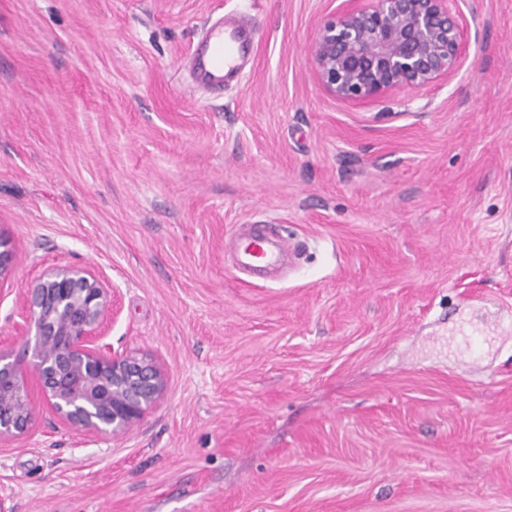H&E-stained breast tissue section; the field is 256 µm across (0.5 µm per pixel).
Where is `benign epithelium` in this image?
Instances as JSON below:
<instances>
[{"mask_svg":"<svg viewBox=\"0 0 512 512\" xmlns=\"http://www.w3.org/2000/svg\"><path fill=\"white\" fill-rule=\"evenodd\" d=\"M328 16L311 47L317 83L343 101H366L446 79L463 65L462 0H350ZM12 251L0 236V282ZM21 355L0 350V444L25 437L41 399L93 441L124 437L159 404L162 364L103 344L119 312V292L83 269L59 267L20 298ZM33 368L35 384L28 381Z\"/></svg>","mask_w":512,"mask_h":512,"instance_id":"1","label":"benign epithelium"}]
</instances>
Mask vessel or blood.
Listing matches in <instances>:
<instances>
[{
	"label": "vessel or blood",
	"instance_id": "1",
	"mask_svg": "<svg viewBox=\"0 0 512 512\" xmlns=\"http://www.w3.org/2000/svg\"><path fill=\"white\" fill-rule=\"evenodd\" d=\"M255 28L252 22L237 18L211 23L190 57V71L196 82L212 91H223L234 81L242 61L251 53ZM239 263L255 272L277 266L282 249L269 225L261 224L238 246Z\"/></svg>",
	"mask_w": 512,
	"mask_h": 512
}]
</instances>
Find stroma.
I'll return each mask as SVG.
<instances>
[{
  "label": "stroma",
  "instance_id": "stroma-1",
  "mask_svg": "<svg viewBox=\"0 0 512 512\" xmlns=\"http://www.w3.org/2000/svg\"><path fill=\"white\" fill-rule=\"evenodd\" d=\"M343 0H0V340L44 271L120 292L105 343L162 401L90 442L38 404L14 512H512V0H464L463 67L362 102L308 57ZM256 21L214 95L207 22ZM278 225L271 280L227 253Z\"/></svg>",
  "mask_w": 512,
  "mask_h": 512
}]
</instances>
